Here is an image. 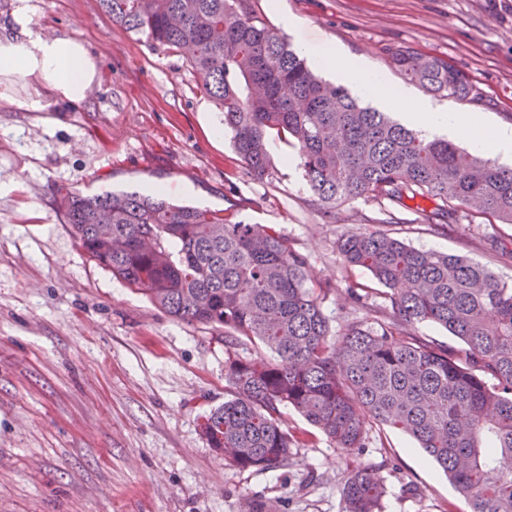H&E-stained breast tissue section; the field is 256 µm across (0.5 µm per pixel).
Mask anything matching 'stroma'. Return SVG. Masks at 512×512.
Masks as SVG:
<instances>
[{"label": "stroma", "mask_w": 512, "mask_h": 512, "mask_svg": "<svg viewBox=\"0 0 512 512\" xmlns=\"http://www.w3.org/2000/svg\"><path fill=\"white\" fill-rule=\"evenodd\" d=\"M290 43L335 46L425 92L385 61L402 45L448 59L479 103L430 98L512 127V0H260ZM37 29L84 43L98 64L89 98L64 112L24 103L39 83L0 86V512H345L341 488L378 469L382 512H470L467 498L407 435L372 427L366 447L334 446L293 408L282 419L296 446L285 464L241 469L209 448L200 425L224 402V330L173 319L83 252L56 208L58 189L161 190L177 203L232 208L281 229L334 289L323 301L332 328L361 316L349 284L382 301L366 269L336 249L368 229L372 203L343 205L338 222L312 204L296 152L269 149L278 175L248 176L224 115L184 56L156 50L103 13L97 0H30ZM393 232L410 245L455 254L512 282V224L476 219L439 230ZM416 494H408L406 486Z\"/></svg>", "instance_id": "obj_1"}]
</instances>
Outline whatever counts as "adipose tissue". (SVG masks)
I'll use <instances>...</instances> for the list:
<instances>
[{
	"mask_svg": "<svg viewBox=\"0 0 512 512\" xmlns=\"http://www.w3.org/2000/svg\"><path fill=\"white\" fill-rule=\"evenodd\" d=\"M297 53L348 84L362 96L377 98L403 121L429 133L465 137L471 147L504 158L512 157V128L494 127L470 112H445L402 89L387 87L382 76L354 55L335 47L307 43ZM97 74V62L86 46L68 37H47L31 26L29 0H15L12 31L0 35V76L14 80L38 79L47 84L56 100L75 106L87 97Z\"/></svg>",
	"mask_w": 512,
	"mask_h": 512,
	"instance_id": "1",
	"label": "adipose tissue"
}]
</instances>
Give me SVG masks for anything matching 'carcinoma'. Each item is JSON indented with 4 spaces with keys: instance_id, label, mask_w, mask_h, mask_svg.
<instances>
[{
    "instance_id": "cac0c4a2",
    "label": "carcinoma",
    "mask_w": 512,
    "mask_h": 512,
    "mask_svg": "<svg viewBox=\"0 0 512 512\" xmlns=\"http://www.w3.org/2000/svg\"><path fill=\"white\" fill-rule=\"evenodd\" d=\"M100 9L153 48L177 50L224 112L246 173L273 182L268 144L298 151L313 201L328 217L359 199L379 206L378 227L337 241L343 262L387 292L364 302L339 344L322 308L332 291L288 235L232 211L175 205L138 192L61 190L58 210L80 247L169 316L224 328V405L202 435L224 461L266 468L288 461L291 406L338 448H363L369 426L412 437L448 476L471 512H512V283L461 256L422 250L385 225L439 229L485 216L512 224V168L444 139H429L361 106L318 78L264 17L259 0H98ZM390 67L426 91L481 97L448 60L387 46ZM407 217L399 218L397 214ZM431 322L460 339L456 351L418 335ZM260 343L271 356L233 351ZM346 512H379L385 486L372 467L350 475Z\"/></svg>"
}]
</instances>
